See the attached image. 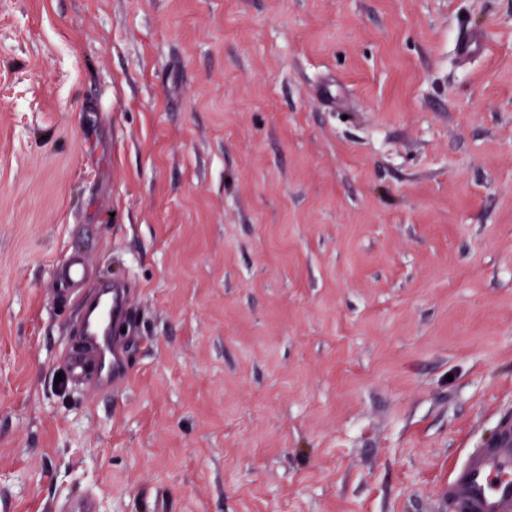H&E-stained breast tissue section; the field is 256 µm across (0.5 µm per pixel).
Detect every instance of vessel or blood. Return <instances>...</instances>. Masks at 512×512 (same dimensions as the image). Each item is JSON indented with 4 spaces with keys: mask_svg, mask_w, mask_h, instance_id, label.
I'll return each instance as SVG.
<instances>
[{
    "mask_svg": "<svg viewBox=\"0 0 512 512\" xmlns=\"http://www.w3.org/2000/svg\"><path fill=\"white\" fill-rule=\"evenodd\" d=\"M128 289L120 284L82 298L68 373L74 383L95 374L100 386L116 382L125 366L123 346L111 336L128 320ZM448 496L461 512H512V424L495 442L471 452L455 470Z\"/></svg>",
    "mask_w": 512,
    "mask_h": 512,
    "instance_id": "obj_1",
    "label": "vessel or blood"
}]
</instances>
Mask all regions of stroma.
Instances as JSON below:
<instances>
[{"instance_id":"obj_1","label":"stroma","mask_w":512,"mask_h":512,"mask_svg":"<svg viewBox=\"0 0 512 512\" xmlns=\"http://www.w3.org/2000/svg\"><path fill=\"white\" fill-rule=\"evenodd\" d=\"M507 420L512 0H0V512H449ZM128 294L124 285L112 284L81 298L82 316L74 330V353L68 365L75 384L83 383L91 369L102 387L116 382L123 373L124 348L112 342L111 336L128 321Z\"/></svg>"}]
</instances>
